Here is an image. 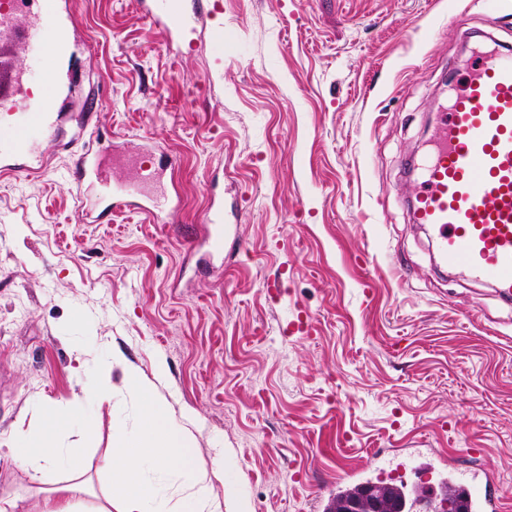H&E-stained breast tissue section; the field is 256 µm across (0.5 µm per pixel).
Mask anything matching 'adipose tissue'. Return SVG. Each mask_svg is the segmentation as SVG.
Wrapping results in <instances>:
<instances>
[{
    "label": "adipose tissue",
    "mask_w": 512,
    "mask_h": 512,
    "mask_svg": "<svg viewBox=\"0 0 512 512\" xmlns=\"http://www.w3.org/2000/svg\"><path fill=\"white\" fill-rule=\"evenodd\" d=\"M124 382L126 390L141 402L140 425L134 432L120 434L114 447L102 457L100 469L106 476V488L96 512H113L116 501L121 504L120 512H222L221 503L208 493L191 439L173 422L154 386L132 367L125 368ZM89 397L99 405L111 403L108 371H100L86 396L77 395L48 407L47 430L18 433L9 450L12 461L31 471L33 479L47 478L61 470L70 473L68 483L52 488L41 512H72L73 499L85 491L80 449L56 447L51 433L79 420L86 434H93L92 423L84 419V402ZM166 469L175 471L189 488L173 506L151 478L152 473Z\"/></svg>",
    "instance_id": "ef3b65f1"
}]
</instances>
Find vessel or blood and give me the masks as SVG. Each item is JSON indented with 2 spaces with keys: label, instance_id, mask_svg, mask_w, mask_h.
<instances>
[{
  "label": "vessel or blood",
  "instance_id": "vessel-or-blood-1",
  "mask_svg": "<svg viewBox=\"0 0 512 512\" xmlns=\"http://www.w3.org/2000/svg\"><path fill=\"white\" fill-rule=\"evenodd\" d=\"M221 0H149L146 18L168 43L183 48L202 14L221 12ZM78 22L70 0H0V114L10 130L0 134V175L31 176L47 167L45 144L61 124L63 103L75 81L69 60ZM26 53L52 72L53 89L34 88ZM435 145L409 201L414 223L428 226L451 269L492 282L512 304V54L479 55L448 111L438 115ZM73 175L94 187L111 219L115 200L133 187L103 177L90 153L77 155ZM172 199L146 198L141 213L153 221L172 215ZM210 254L224 253V206L210 200ZM438 487L455 496L462 512H499L502 492L489 479L452 469Z\"/></svg>",
  "mask_w": 512,
  "mask_h": 512
}]
</instances>
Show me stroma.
Listing matches in <instances>:
<instances>
[{
  "instance_id": "35a3bbf8",
  "label": "stroma",
  "mask_w": 512,
  "mask_h": 512,
  "mask_svg": "<svg viewBox=\"0 0 512 512\" xmlns=\"http://www.w3.org/2000/svg\"><path fill=\"white\" fill-rule=\"evenodd\" d=\"M85 46L39 178H0V497L40 512L45 487L3 454L43 429L121 351L189 433L224 512H323L336 486L395 465L487 471L512 512V306L459 279L412 223L406 162L490 33L512 48V0H223L225 46L201 19L173 53L139 0H72ZM165 159L168 223H96L70 169L99 152ZM224 194V257L188 251ZM307 321L306 334L287 324ZM85 451L141 408L112 369Z\"/></svg>"
}]
</instances>
